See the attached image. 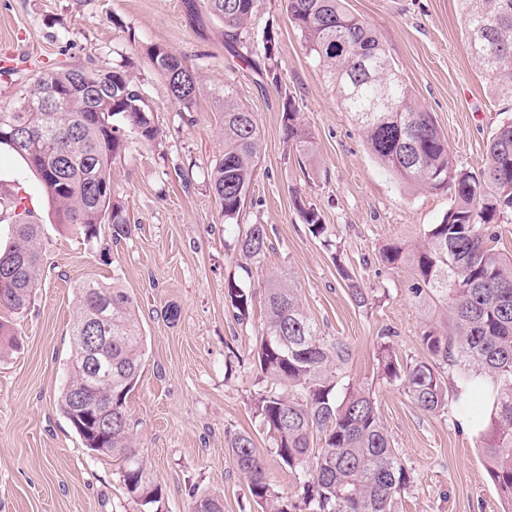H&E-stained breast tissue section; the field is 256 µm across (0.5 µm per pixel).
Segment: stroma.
<instances>
[{"instance_id":"1","label":"stroma","mask_w":512,"mask_h":512,"mask_svg":"<svg viewBox=\"0 0 512 512\" xmlns=\"http://www.w3.org/2000/svg\"><path fill=\"white\" fill-rule=\"evenodd\" d=\"M376 31L403 78L432 112L458 168L475 173L486 143L512 101L491 96L466 45L457 0H347ZM270 31L282 90L314 138L299 166L284 142L278 93L260 91L254 69L234 58L223 24H190L183 0H0V109L18 83L62 63L127 64L151 106L157 141L130 139L112 162V192L130 221L113 239L102 228L86 242L55 223L38 180L8 149L0 150V250L13 240L16 196L40 224L44 273L28 309H0L20 346L0 354V512H192L218 494L224 512H262L225 445L228 429L252 434L271 489L296 495L299 481L269 450L253 415L261 390L253 371L264 322L263 298L275 280H292L327 343H343L339 385L374 397L409 473L395 512H503L477 435L455 413L422 412L400 382L381 375L378 348L402 362L427 359L425 325L446 324L439 303L414 298L412 270L381 262L391 242L413 244L438 223L451 197L394 179L375 162L351 115L324 83L279 7L261 0L255 34ZM162 45L185 56L204 91L184 119L145 50ZM234 86L255 113L261 158L238 224H225L207 187L206 163L223 142L212 89ZM281 90V91H282ZM316 207L325 236L311 233L296 207ZM262 224L270 246L248 269L234 245L241 227ZM345 266L371 298L360 307L337 268ZM119 280L137 300L146 338L140 380L127 400L137 444L162 499L142 505L123 483L124 461L83 447L58 400L71 356L70 326L78 286ZM251 288L239 319L224 298L227 281ZM178 315H165L169 306Z\"/></svg>"}]
</instances>
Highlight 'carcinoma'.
I'll return each mask as SVG.
<instances>
[{"instance_id": "obj_1", "label": "carcinoma", "mask_w": 512, "mask_h": 512, "mask_svg": "<svg viewBox=\"0 0 512 512\" xmlns=\"http://www.w3.org/2000/svg\"><path fill=\"white\" fill-rule=\"evenodd\" d=\"M260 0H207V12L224 23V40L248 67L253 59V19ZM298 31L307 55L353 114L364 144L376 163L405 184L446 190L451 205L441 221L424 232L421 242L389 244L381 252L388 265L407 264L415 272L410 291L420 300L446 305L448 326L427 325L421 344L430 360L399 362L390 346H380L385 377L399 380L422 412L438 415L453 401L477 430L486 469L512 512V257L499 252L496 224L512 213V119L503 121L487 143L485 167L477 174L457 168L448 141L432 113L417 100L370 24L346 7V0H280ZM465 32L477 25L493 34L484 46L468 44L472 62L494 97L512 98V0H459ZM261 88L280 93L281 78L275 42L263 36ZM146 58L164 79L171 102L192 112L202 91L199 74L186 58L155 45ZM392 110L375 108L382 95ZM47 95L65 99L60 112H45ZM221 112L224 148L207 169L212 191L227 224L244 209L261 155L254 112L239 100L232 86L211 92ZM282 122L287 147L299 157L313 155L311 133L295 103L284 97ZM16 128L18 140L0 138V147L18 156L39 181L52 204L56 221L71 225L91 242L109 225L115 240L127 236L130 224L112 198L113 160L127 148L124 131L152 142L158 130L150 107L124 66L53 67L19 87L13 107L0 110V131ZM298 211L317 235L326 232L318 210L298 203ZM15 241L0 252V308L25 311L41 285L43 258L39 225L18 219ZM239 266L248 270L268 247L262 224H252L237 239ZM341 276L359 306L369 295L344 268ZM225 298L237 314H248L250 289L234 280ZM265 322L253 363L264 385L254 402V415L271 443L270 451L297 475L302 492L295 499L270 489L264 462L252 435L225 431L227 448L251 496L264 512H392L395 498L409 476L393 447L370 392L347 384L336 392L332 368L344 360L342 343L327 344L306 314L291 284L275 282L265 289ZM107 339L95 350L98 374L87 368L77 336L93 314ZM71 357L59 407L85 447L96 443L100 453L125 462L127 492L145 504L158 501L161 486L147 475L136 446L127 398L139 382L144 362V336L133 295L119 284L83 282L71 327ZM456 371L461 389L448 395L440 370ZM494 379L496 391L487 417L470 411L463 393L478 391L483 377ZM82 395L84 416L74 413ZM110 410L112 429L100 440L88 437L90 418Z\"/></svg>"}]
</instances>
